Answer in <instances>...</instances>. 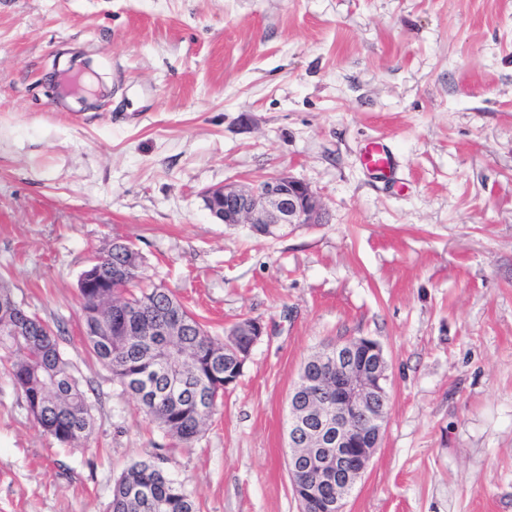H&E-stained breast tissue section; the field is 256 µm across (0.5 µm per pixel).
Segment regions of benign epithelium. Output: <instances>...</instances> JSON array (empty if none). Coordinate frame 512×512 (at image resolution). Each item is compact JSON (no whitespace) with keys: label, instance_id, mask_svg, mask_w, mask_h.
I'll list each match as a JSON object with an SVG mask.
<instances>
[{"label":"benign epithelium","instance_id":"7a95c632","mask_svg":"<svg viewBox=\"0 0 512 512\" xmlns=\"http://www.w3.org/2000/svg\"><path fill=\"white\" fill-rule=\"evenodd\" d=\"M204 202L220 223L249 224L265 236L322 223L320 199L305 183L287 176L211 189ZM136 267L133 259L114 263L112 283H126ZM155 322L167 336H181L186 327L161 308ZM263 333L257 320L237 323L233 335L250 337L247 348L236 353L240 366ZM388 381L384 350L369 337L331 343L304 360L289 395L286 429L288 472L301 512H345L347 497L380 447Z\"/></svg>","mask_w":512,"mask_h":512}]
</instances>
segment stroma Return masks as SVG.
<instances>
[{"instance_id":"1","label":"stroma","mask_w":512,"mask_h":512,"mask_svg":"<svg viewBox=\"0 0 512 512\" xmlns=\"http://www.w3.org/2000/svg\"><path fill=\"white\" fill-rule=\"evenodd\" d=\"M276 175L322 223L271 238L205 207ZM117 238L212 335L265 328L191 446L82 342L79 277ZM0 284L64 326L94 416L61 445L0 373V512H109L158 455L200 512H300L288 392L359 336L390 403L347 512H512V0H0ZM361 162L368 171L381 177L390 176L395 168L392 153L378 140H369L364 144Z\"/></svg>"}]
</instances>
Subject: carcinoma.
I'll return each instance as SVG.
<instances>
[{"label":"carcinoma","mask_w":512,"mask_h":512,"mask_svg":"<svg viewBox=\"0 0 512 512\" xmlns=\"http://www.w3.org/2000/svg\"><path fill=\"white\" fill-rule=\"evenodd\" d=\"M116 260L110 248L100 253L99 282L89 290L79 289L84 326L105 333L87 349L111 372L113 382L136 399L147 418L189 444L214 414L224 382H237L241 371L224 343L209 335L172 290L140 287V272L131 274L127 290H113ZM161 289L166 306L192 320L183 336H163L153 327L146 301ZM17 305L11 290L0 288V365L24 395L28 409L38 399L52 406L48 415L33 416L44 433L65 445H82L92 433V407L60 350L63 329L37 317L25 326L16 324ZM162 463L158 457L129 465L115 482L110 512H198L191 493L169 477Z\"/></svg>","instance_id":"cac0c4a2"}]
</instances>
